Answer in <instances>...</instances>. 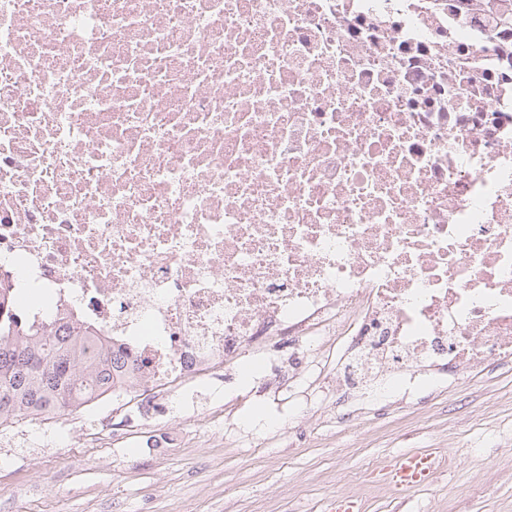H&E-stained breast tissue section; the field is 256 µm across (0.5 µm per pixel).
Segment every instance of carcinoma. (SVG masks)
<instances>
[{"mask_svg":"<svg viewBox=\"0 0 512 512\" xmlns=\"http://www.w3.org/2000/svg\"><path fill=\"white\" fill-rule=\"evenodd\" d=\"M67 332L36 326L20 314L14 294L0 285V429L37 415L59 416L85 408L120 376L112 339L60 304Z\"/></svg>","mask_w":512,"mask_h":512,"instance_id":"1","label":"carcinoma"}]
</instances>
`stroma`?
<instances>
[{
  "mask_svg": "<svg viewBox=\"0 0 512 512\" xmlns=\"http://www.w3.org/2000/svg\"><path fill=\"white\" fill-rule=\"evenodd\" d=\"M335 365L320 357L305 383L311 414L282 434L264 421L287 399L252 376L226 386L221 411L204 392L174 407L171 421L188 411L197 429L170 447H147L134 405L108 423L72 413L61 448L13 425L0 432V512H331L339 495L362 512H512V364L373 409L363 432L348 425L354 401L323 381ZM409 450L436 452L440 468L429 486L396 494L375 474Z\"/></svg>",
  "mask_w": 512,
  "mask_h": 512,
  "instance_id": "obj_1",
  "label": "stroma"
}]
</instances>
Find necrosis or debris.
I'll return each mask as SVG.
<instances>
[{
	"label": "necrosis or debris",
	"mask_w": 512,
	"mask_h": 512,
	"mask_svg": "<svg viewBox=\"0 0 512 512\" xmlns=\"http://www.w3.org/2000/svg\"><path fill=\"white\" fill-rule=\"evenodd\" d=\"M512 0H0V276L174 400L328 341L370 405L512 362Z\"/></svg>",
	"instance_id": "obj_1"
}]
</instances>
